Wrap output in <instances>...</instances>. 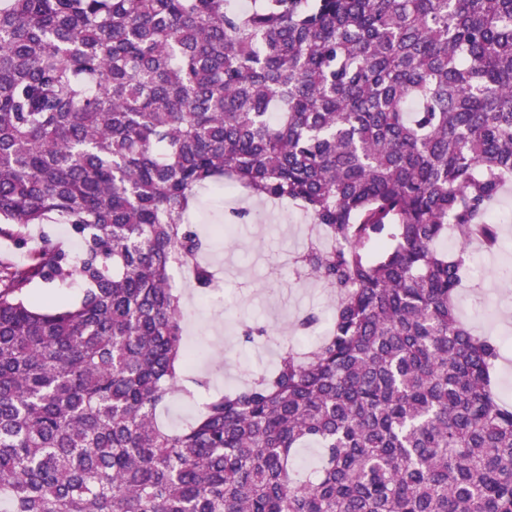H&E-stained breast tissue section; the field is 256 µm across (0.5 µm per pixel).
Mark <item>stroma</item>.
<instances>
[{
    "label": "stroma",
    "mask_w": 512,
    "mask_h": 512,
    "mask_svg": "<svg viewBox=\"0 0 512 512\" xmlns=\"http://www.w3.org/2000/svg\"><path fill=\"white\" fill-rule=\"evenodd\" d=\"M192 222L205 238L203 255L215 271L206 288L182 286L185 339L201 350L194 372L206 376L210 390L242 383L249 375L271 370L280 344L311 342L312 334L295 330L296 319L324 316L331 308L328 292L316 281L297 278L290 256L307 241L309 227L292 205L256 199L236 190L216 195L198 193ZM503 245L493 255L471 246V277L456 305L461 318L479 335L505 345L494 371L495 389L512 404V287L501 284L504 267H512V223L503 225ZM27 246L15 248L0 240V261L22 263L44 238L69 242L63 224L32 226ZM257 324L266 336L250 341L243 325Z\"/></svg>",
    "instance_id": "stroma-1"
}]
</instances>
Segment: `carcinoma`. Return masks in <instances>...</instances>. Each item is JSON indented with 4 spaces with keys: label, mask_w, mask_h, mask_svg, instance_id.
Wrapping results in <instances>:
<instances>
[{
    "label": "carcinoma",
    "mask_w": 512,
    "mask_h": 512,
    "mask_svg": "<svg viewBox=\"0 0 512 512\" xmlns=\"http://www.w3.org/2000/svg\"><path fill=\"white\" fill-rule=\"evenodd\" d=\"M511 185L512 0H7L0 238L66 224L82 250L0 264V504L512 512L499 348L454 304ZM202 187L300 206L319 237L290 263L337 303L170 429L195 399L170 271L213 279ZM196 405L182 397L168 400L159 410V419L165 424L178 427L184 425L194 415Z\"/></svg>",
    "instance_id": "obj_1"
}]
</instances>
